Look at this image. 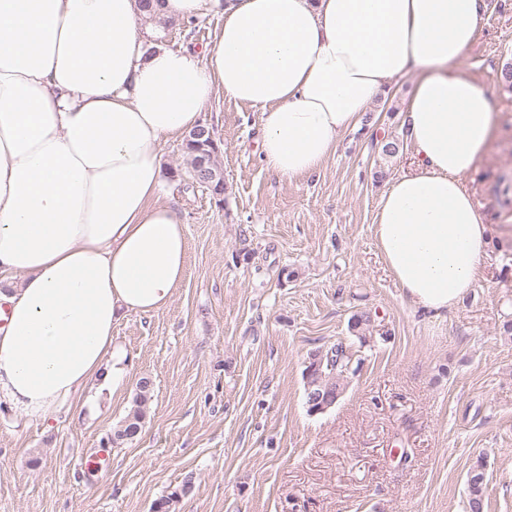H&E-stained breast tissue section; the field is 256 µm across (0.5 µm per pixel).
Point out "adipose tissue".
<instances>
[{
    "label": "adipose tissue",
    "mask_w": 512,
    "mask_h": 512,
    "mask_svg": "<svg viewBox=\"0 0 512 512\" xmlns=\"http://www.w3.org/2000/svg\"><path fill=\"white\" fill-rule=\"evenodd\" d=\"M215 11L203 55L151 43L138 0H0V396L45 420L93 381L121 390L126 314L165 307L186 274L178 211L159 202L160 147L215 92L262 110L259 153L318 171L395 77L412 171L374 215L383 263L414 310L447 314L481 278L491 227L465 179L496 113L460 68L483 0H161Z\"/></svg>",
    "instance_id": "obj_1"
}]
</instances>
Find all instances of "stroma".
Masks as SVG:
<instances>
[{"mask_svg": "<svg viewBox=\"0 0 512 512\" xmlns=\"http://www.w3.org/2000/svg\"><path fill=\"white\" fill-rule=\"evenodd\" d=\"M512 0H485L463 66L492 97L498 131L467 185L493 228L484 274L444 317L416 312L376 249L381 194L407 172L390 81L359 130L315 174L291 180L259 156L261 110L216 94L225 192L192 185L181 143L162 147L188 240L170 303L113 329L132 360L119 392L89 385V408L28 420L0 402V512H464L484 461L486 512H512ZM396 141L393 155L382 143ZM292 271L284 278L282 270ZM369 322L353 332L349 322ZM343 345L338 402L312 415L304 362ZM153 386L139 435L112 446L141 378ZM108 464L85 469L93 455Z\"/></svg>", "mask_w": 512, "mask_h": 512, "instance_id": "1", "label": "stroma"}]
</instances>
